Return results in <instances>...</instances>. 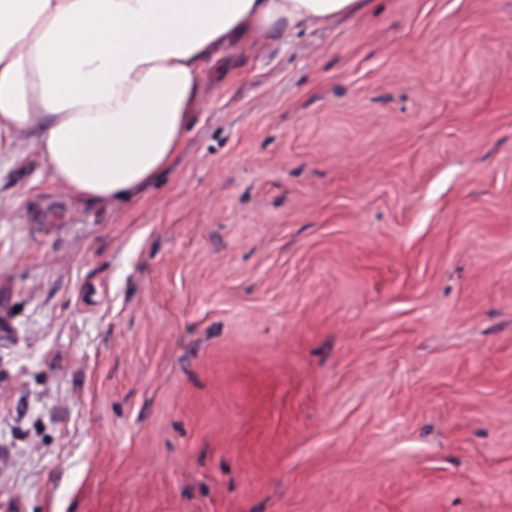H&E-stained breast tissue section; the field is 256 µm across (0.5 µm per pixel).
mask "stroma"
I'll list each match as a JSON object with an SVG mask.
<instances>
[{
	"instance_id": "stroma-1",
	"label": "stroma",
	"mask_w": 512,
	"mask_h": 512,
	"mask_svg": "<svg viewBox=\"0 0 512 512\" xmlns=\"http://www.w3.org/2000/svg\"><path fill=\"white\" fill-rule=\"evenodd\" d=\"M202 94L128 201L0 135V512H512V0Z\"/></svg>"
}]
</instances>
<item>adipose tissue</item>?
<instances>
[{"label": "adipose tissue", "mask_w": 512, "mask_h": 512, "mask_svg": "<svg viewBox=\"0 0 512 512\" xmlns=\"http://www.w3.org/2000/svg\"><path fill=\"white\" fill-rule=\"evenodd\" d=\"M369 0H0V133L25 132L53 182L138 194L178 154L206 68Z\"/></svg>", "instance_id": "1"}]
</instances>
